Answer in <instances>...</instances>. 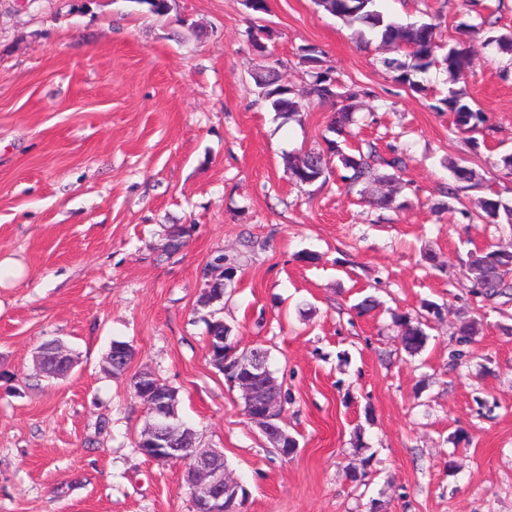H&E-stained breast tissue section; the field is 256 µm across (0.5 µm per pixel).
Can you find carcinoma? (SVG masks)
I'll list each match as a JSON object with an SVG mask.
<instances>
[{"label": "carcinoma", "instance_id": "1", "mask_svg": "<svg viewBox=\"0 0 512 512\" xmlns=\"http://www.w3.org/2000/svg\"><path fill=\"white\" fill-rule=\"evenodd\" d=\"M148 12L163 16L171 9L168 0H133ZM316 4L331 15L341 19L348 26L355 28L361 38L368 36L389 44L398 50L405 51V58H384L382 65L394 74V78L411 88L416 87L412 76L416 72H424L435 63L444 66L452 82L465 78L469 70L467 55L457 49L437 59L435 51V27L431 23L403 24L386 16L377 9V0H315ZM259 96L269 102L271 108L283 115L294 116L301 112L302 104L298 94L290 87L279 83L272 69H260L251 73ZM309 93L320 100L341 97L347 101L331 123L330 129L339 132L353 122L354 106L351 100L356 97L352 91L338 93L333 79L327 70L312 75ZM451 111L455 112V124L459 131L466 133L484 125L486 118L483 112L473 109L465 99L463 90L451 89L444 100ZM339 162L347 175L343 176L350 190L359 189V193L367 192L368 185L373 181L390 185L398 181V173L405 167V158L401 152H393L390 157L379 155L376 148L367 145L366 149H358L356 154H347L334 139L325 140V147L311 149L302 154L284 156V167L289 178L298 186L311 185L328 174V166ZM448 170L454 183L448 187V197L455 199L461 190V184L475 188L482 182V176L476 170L456 162L448 163ZM463 216L479 219L486 224H500L507 221L512 225V207L493 197H479L473 202V209L463 211ZM467 280L475 294L489 301L500 298L512 300V244L498 246L494 249L470 250L465 263ZM204 282L203 291L198 303L209 307L222 300L224 292V255L219 254L207 262L200 271ZM402 330V343L405 350L416 355L425 347L428 335L407 315L397 317ZM477 327L473 322L463 323L457 333L456 342L460 348L450 352V362L454 365L465 356L462 346L471 342Z\"/></svg>", "mask_w": 512, "mask_h": 512}]
</instances>
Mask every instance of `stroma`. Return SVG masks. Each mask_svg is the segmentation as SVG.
Here are the masks:
<instances>
[{"label": "stroma", "instance_id": "stroma-1", "mask_svg": "<svg viewBox=\"0 0 512 512\" xmlns=\"http://www.w3.org/2000/svg\"><path fill=\"white\" fill-rule=\"evenodd\" d=\"M75 2L0 0V259L27 268L0 287V512H193L184 464L136 446L146 414L130 381L143 371L177 390L200 447L223 451L247 491L241 512H512V302L471 295L463 264L512 229L463 217L469 192L446 197L461 160L484 175L481 194L512 203L499 166L512 153V56L493 42L512 32V0H379L435 24L438 55L468 54L478 133L456 132L445 71L419 74L417 90L398 83L382 65L390 48L314 0H268L263 58L244 0H175L165 16ZM306 46L340 95L306 98L288 120L251 72L307 89ZM357 87L345 147L406 152L402 208H375L335 174L300 188L284 170ZM185 224L182 248L163 255ZM218 253L232 273L221 315L239 350L270 351L291 458L209 360L199 272ZM400 313L427 319L416 356ZM471 319L480 331L449 367ZM53 338L79 357L60 378L36 368ZM116 340L134 350L118 378L103 370Z\"/></svg>", "mask_w": 512, "mask_h": 512}]
</instances>
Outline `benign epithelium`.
I'll list each match as a JSON object with an SVG mask.
<instances>
[{"label": "benign epithelium", "mask_w": 512, "mask_h": 512, "mask_svg": "<svg viewBox=\"0 0 512 512\" xmlns=\"http://www.w3.org/2000/svg\"><path fill=\"white\" fill-rule=\"evenodd\" d=\"M227 348L237 354V359L233 366L224 369V376L240 388L247 405L245 418L260 429L282 457L295 455L298 447L289 446L292 436L280 425L281 389L268 366L269 351L253 347L239 353L228 331L210 337V352L222 354ZM36 360L46 365L48 375L63 377L77 364V355L68 344L54 339L38 348ZM161 386L160 380L149 372L136 376V395L144 401L147 415V425L138 443H146L156 451L149 456L153 461L187 465L194 512H235L230 505L242 499V484L228 472L222 452L195 447L182 437L183 425L169 412L174 401L156 394Z\"/></svg>", "instance_id": "1"}]
</instances>
